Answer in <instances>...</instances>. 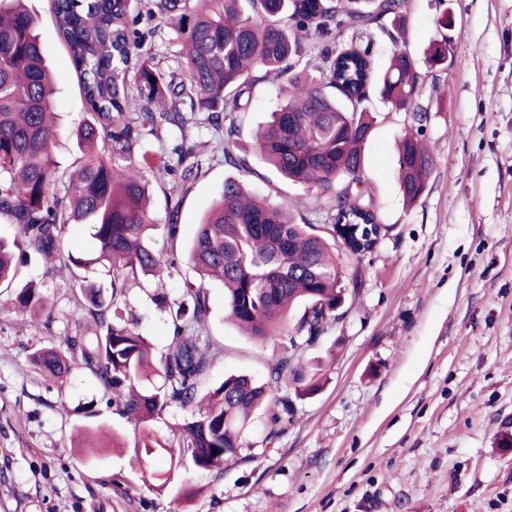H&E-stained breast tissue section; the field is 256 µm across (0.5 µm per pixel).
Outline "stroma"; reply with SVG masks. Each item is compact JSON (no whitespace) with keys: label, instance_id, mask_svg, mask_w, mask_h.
Listing matches in <instances>:
<instances>
[{"label":"stroma","instance_id":"35a3bbf8","mask_svg":"<svg viewBox=\"0 0 512 512\" xmlns=\"http://www.w3.org/2000/svg\"><path fill=\"white\" fill-rule=\"evenodd\" d=\"M38 19L42 52L55 75L54 110L61 130L53 153L60 172L80 152L74 131L90 116L50 0H27ZM454 18L440 28L443 12ZM141 53L165 73L179 72L180 45L161 17L143 18ZM448 60L429 66L432 45ZM407 41L425 81L417 103L422 123L371 93L374 126L365 145L364 177L387 235L363 258L340 252L345 282H357L345 319L306 349L312 363L327 357V382L297 401L285 433L264 445L256 418L246 463L223 472L185 466L164 491L145 487L126 497L116 478L135 483L132 448H105L84 460L77 429L106 428L133 439L113 415L87 369L64 382L47 380L31 356L63 347L83 297L71 280L109 285L99 265L56 264L36 255L19 266L18 284L41 283L53 320L22 316L13 290L0 288V512H512V0H411ZM280 80L266 77L238 118L247 169L225 166L219 136L201 112L188 114L185 134L203 143L200 175L179 209L177 255L237 178L252 192L293 206L297 221L322 230L326 201L288 183L253 149L254 134L279 100ZM408 131L432 151L427 189L405 206L397 182V143ZM197 276L179 263L164 288L147 277L130 281L128 311L155 352L173 334L170 301ZM165 293L168 302L156 301ZM205 336L219 354L210 374L264 380L285 337L259 342L226 317L224 290L208 287ZM198 494L184 501L181 489Z\"/></svg>","mask_w":512,"mask_h":512}]
</instances>
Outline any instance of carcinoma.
<instances>
[{"label":"carcinoma","mask_w":512,"mask_h":512,"mask_svg":"<svg viewBox=\"0 0 512 512\" xmlns=\"http://www.w3.org/2000/svg\"><path fill=\"white\" fill-rule=\"evenodd\" d=\"M60 36L79 71L91 118L75 134L79 166L54 190L58 168L53 146L59 130L51 111L54 83L42 56L36 18L24 0H0V216L15 224L12 243L0 241V286L15 283L19 256L62 255L68 226H89L97 256L67 254L76 268L106 264L111 290L95 283L81 289L84 303L74 334L64 339L74 361L43 348L33 362L62 379L81 366L99 381L113 413L134 423L135 458L141 481L166 489L170 475L154 468L161 453L170 467L190 461L204 470L246 462L244 433L254 414L271 406L264 441L274 443L295 415V400L326 382L302 359L340 321L336 301L346 286L336 259V237L299 224L288 208L249 193L228 177L220 200L198 224L186 261L199 277L172 315L173 336L155 356L138 322L125 318L128 279L149 277L163 286L177 264L157 248L158 235L174 241L184 188L200 174L192 146L178 144L160 168L176 170V198L168 222L157 224L147 209L150 179L135 161L145 135L162 125L182 129V108L207 113L224 132V163L247 168L239 153L237 115L249 109L259 78L254 69L283 80L277 108L262 125L254 149L288 182L327 202L330 223L343 214L379 223L364 180V146L373 128L369 90L396 110L426 119L417 106L424 75L409 53L405 21L409 0H52ZM162 16L182 42V78H167L151 58L138 55L132 25L141 12ZM392 19L391 25L385 19ZM315 29L320 45L310 43ZM373 28L393 45L389 65L375 67L373 42H341L348 29ZM399 191L404 203L426 191L432 165L428 146L410 132L398 150ZM224 288L229 318L244 335L265 342L288 336L268 376L258 381L230 374L202 385L218 349L201 336L209 314L210 282ZM15 306L30 318L52 317L39 287L19 288ZM188 417L173 440L153 424L169 409Z\"/></svg>","instance_id":"1"}]
</instances>
